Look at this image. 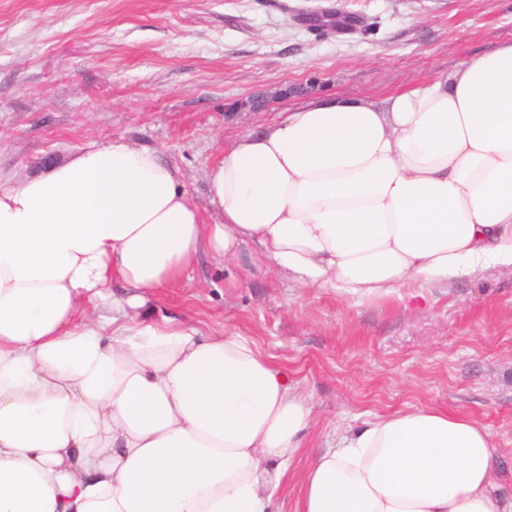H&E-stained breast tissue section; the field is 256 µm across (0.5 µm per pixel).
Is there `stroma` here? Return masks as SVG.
Listing matches in <instances>:
<instances>
[{
	"label": "stroma",
	"mask_w": 512,
	"mask_h": 512,
	"mask_svg": "<svg viewBox=\"0 0 512 512\" xmlns=\"http://www.w3.org/2000/svg\"><path fill=\"white\" fill-rule=\"evenodd\" d=\"M363 17L328 35L310 13ZM512 41V0H0V178L40 173L122 137L159 150L204 223L224 146L316 95L376 96L434 80ZM269 109L237 102L282 85ZM127 321L175 318L231 331L287 368L325 446L406 405L472 416L493 435L512 497V273L489 268L382 298L298 288L204 254Z\"/></svg>",
	"instance_id": "obj_1"
}]
</instances>
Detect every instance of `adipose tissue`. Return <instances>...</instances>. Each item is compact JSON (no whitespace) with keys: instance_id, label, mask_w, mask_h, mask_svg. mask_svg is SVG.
<instances>
[{"instance_id":"adipose-tissue-1","label":"adipose tissue","mask_w":512,"mask_h":512,"mask_svg":"<svg viewBox=\"0 0 512 512\" xmlns=\"http://www.w3.org/2000/svg\"><path fill=\"white\" fill-rule=\"evenodd\" d=\"M202 223L156 149L90 143L0 182V512H277L312 423L248 338L130 306L207 252L300 288L384 297L512 271V43L384 98L319 97L238 136ZM492 433L389 411L311 456L295 512H512Z\"/></svg>"}]
</instances>
